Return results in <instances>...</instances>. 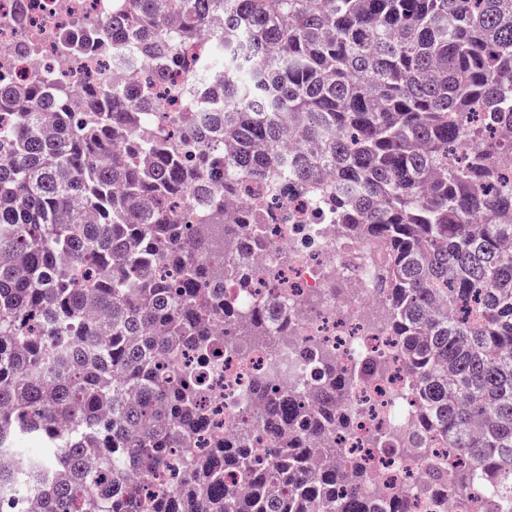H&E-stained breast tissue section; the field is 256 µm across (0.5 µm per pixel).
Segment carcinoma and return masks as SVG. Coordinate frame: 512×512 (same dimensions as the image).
Masks as SVG:
<instances>
[{"instance_id": "obj_1", "label": "carcinoma", "mask_w": 512, "mask_h": 512, "mask_svg": "<svg viewBox=\"0 0 512 512\" xmlns=\"http://www.w3.org/2000/svg\"><path fill=\"white\" fill-rule=\"evenodd\" d=\"M224 44L215 105L165 112L179 43L214 24ZM98 31L132 44L146 80L0 84V512H407L338 492L350 376L315 353L316 403L286 361L257 379L249 416L276 438L253 458L240 440L201 453L199 373L183 348L217 354L265 335L274 308L231 312L211 256L261 236L256 186L304 189L344 236L380 256L384 318L417 396L413 448L450 449L436 486L512 502V0H126ZM194 189L203 224L180 222ZM237 328L226 339L213 325ZM185 462L177 487L143 497L130 479ZM247 491L224 487V468Z\"/></svg>"}]
</instances>
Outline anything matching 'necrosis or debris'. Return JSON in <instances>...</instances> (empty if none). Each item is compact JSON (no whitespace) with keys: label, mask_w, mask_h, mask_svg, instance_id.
Segmentation results:
<instances>
[{"label":"necrosis or debris","mask_w":512,"mask_h":512,"mask_svg":"<svg viewBox=\"0 0 512 512\" xmlns=\"http://www.w3.org/2000/svg\"><path fill=\"white\" fill-rule=\"evenodd\" d=\"M112 2L0 0V51L10 58L8 65L0 66V82L25 85L39 78L78 90L141 73L142 65L120 62V55L129 52L122 41L91 40L75 57L58 51L67 33L87 30L111 16ZM210 49L204 39L181 46L159 96L164 109L189 111L204 105L203 97L186 99L183 88L190 64ZM267 214L264 240L245 272L224 273V301L237 307L247 295L273 298L284 318L271 324L267 337L244 356L227 353L204 361L196 351L183 350V363L201 367L206 386L209 422L197 443L219 437L234 440L242 426L241 412L253 400L255 377L278 353L287 354L294 372L305 381L314 375L308 360L313 349L331 354L341 372L374 357L381 372L371 383L348 388L344 409L349 426L337 432V444L360 462L367 495L402 499L408 512H458L457 491L435 489L423 476L435 458H447V449L424 456L416 448L384 454L374 446L378 437L407 440L414 410L412 378L398 341L385 322L370 318L382 303L373 282L375 257L364 244L346 240L341 226L326 220L305 194L281 198Z\"/></svg>","instance_id":"4bbe7bcc"}]
</instances>
